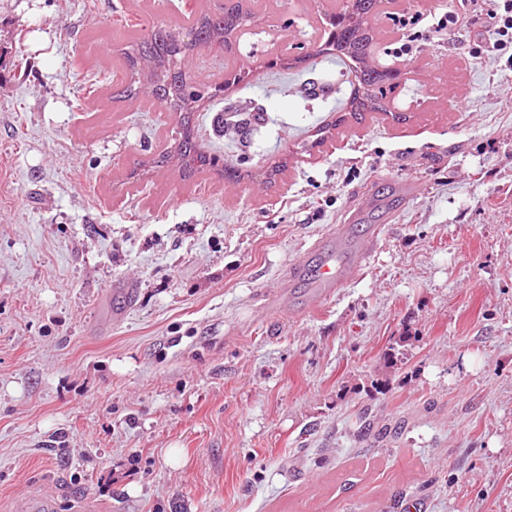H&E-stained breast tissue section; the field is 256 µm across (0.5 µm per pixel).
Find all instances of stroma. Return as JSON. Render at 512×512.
<instances>
[{"label":"stroma","instance_id":"35a3bbf8","mask_svg":"<svg viewBox=\"0 0 512 512\" xmlns=\"http://www.w3.org/2000/svg\"><path fill=\"white\" fill-rule=\"evenodd\" d=\"M220 0H0V512H512V71L469 0L370 24L404 123L340 129L342 0H268L281 51L193 116L241 179L156 167L175 113L112 98L110 37ZM381 231L319 304L289 267ZM132 297H125V288ZM390 429L362 439L359 417Z\"/></svg>","mask_w":512,"mask_h":512}]
</instances>
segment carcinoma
Segmentation results:
<instances>
[{
  "instance_id": "carcinoma-1",
  "label": "carcinoma",
  "mask_w": 512,
  "mask_h": 512,
  "mask_svg": "<svg viewBox=\"0 0 512 512\" xmlns=\"http://www.w3.org/2000/svg\"><path fill=\"white\" fill-rule=\"evenodd\" d=\"M382 0H347L343 16L333 24L335 33L328 43L336 55L356 63V78L363 91L350 102L355 113H389L383 99L386 71L376 62L375 34L369 26ZM257 12L251 0H224L218 11L189 13L177 29H160L147 37L127 31L128 41L117 50L115 65L123 70L126 82L120 95L141 102L168 104L171 112H195L200 103L224 91V83H202L181 69V58L201 56L213 45L233 57L229 39L255 22ZM184 135L177 145L164 143L158 151L160 163L174 162L190 169V174L215 171L229 178L236 176L234 164L199 152L189 117L181 119Z\"/></svg>"
}]
</instances>
